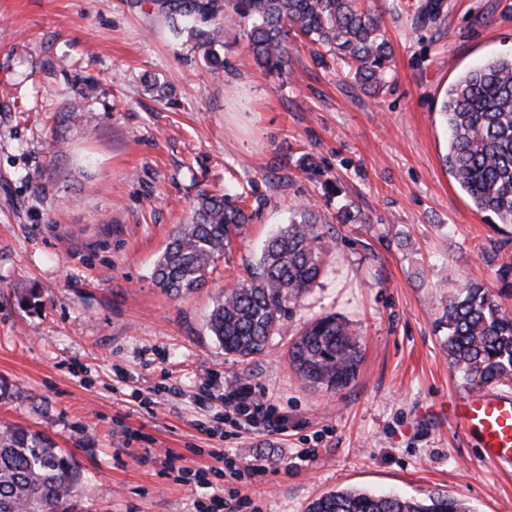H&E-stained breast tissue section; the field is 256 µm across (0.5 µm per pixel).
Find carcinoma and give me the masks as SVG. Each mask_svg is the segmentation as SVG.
Listing matches in <instances>:
<instances>
[{"instance_id":"carcinoma-1","label":"carcinoma","mask_w":512,"mask_h":512,"mask_svg":"<svg viewBox=\"0 0 512 512\" xmlns=\"http://www.w3.org/2000/svg\"><path fill=\"white\" fill-rule=\"evenodd\" d=\"M231 9L249 24L255 64L288 73L292 38L302 36L315 63L332 59L366 91L380 92L392 71L393 50L365 0H166L172 30L188 33L207 63L222 64L217 48L237 33L217 22ZM448 129L444 166L474 207L512 224V55L459 75L440 105ZM244 192L201 193L188 223L180 225L157 260L153 278L181 297L206 286L215 258L239 236L251 216ZM330 253L326 221L307 206L273 235L249 281L224 290L208 329L224 353L243 361L261 354L282 328L288 305L322 276ZM451 371L471 389L512 381V310L480 283L451 294L440 319ZM362 357L350 323L335 315L303 327L288 352L306 384L341 390L355 378ZM81 477L76 458L47 436L15 424L0 426V512H72ZM307 512H470L454 497L425 499L343 489L313 500Z\"/></svg>"}]
</instances>
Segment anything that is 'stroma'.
<instances>
[{
  "label": "stroma",
  "instance_id": "35a3bbf8",
  "mask_svg": "<svg viewBox=\"0 0 512 512\" xmlns=\"http://www.w3.org/2000/svg\"><path fill=\"white\" fill-rule=\"evenodd\" d=\"M414 2L369 0L393 49V78L372 94L304 48L290 76L264 72L231 11L220 21L238 40L213 67L156 0H0V379L14 391L0 424L75 455L76 512H195L194 473L217 466L218 448L264 459L261 480L238 486L260 512H307L345 488L512 512V472L483 462L444 412L466 389L439 326L449 275L512 308V225L490 223L444 167L438 112L459 74L512 54V0H443L426 23ZM82 81L94 89L79 100ZM247 183L252 218L207 286L161 291L152 269L197 193ZM346 200L361 223L333 224L325 274L266 351L225 355L207 327L222 291L296 208L331 216ZM330 313L362 349L336 392L288 365L300 327ZM234 379L279 399L287 435L219 438ZM303 448L317 459L295 462Z\"/></svg>",
  "mask_w": 512,
  "mask_h": 512
}]
</instances>
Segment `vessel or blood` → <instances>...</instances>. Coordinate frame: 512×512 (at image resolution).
I'll return each mask as SVG.
<instances>
[{
  "label": "vessel or blood",
  "instance_id": "obj_1",
  "mask_svg": "<svg viewBox=\"0 0 512 512\" xmlns=\"http://www.w3.org/2000/svg\"><path fill=\"white\" fill-rule=\"evenodd\" d=\"M448 413L475 442L482 459L512 468V393L479 389L449 402Z\"/></svg>",
  "mask_w": 512,
  "mask_h": 512
}]
</instances>
